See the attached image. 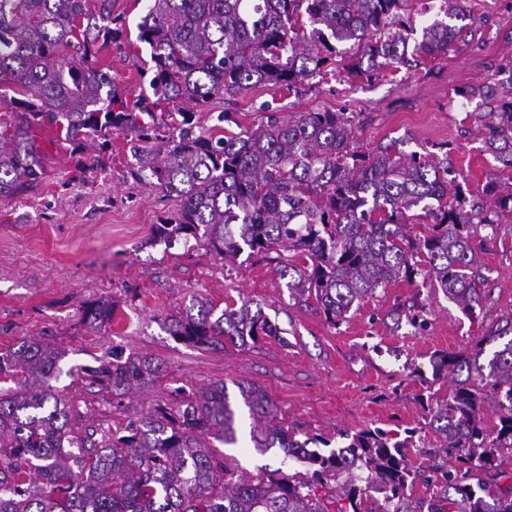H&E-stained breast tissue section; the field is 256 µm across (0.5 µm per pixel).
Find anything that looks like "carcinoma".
I'll use <instances>...</instances> for the list:
<instances>
[{"label":"carcinoma","mask_w":512,"mask_h":512,"mask_svg":"<svg viewBox=\"0 0 512 512\" xmlns=\"http://www.w3.org/2000/svg\"><path fill=\"white\" fill-rule=\"evenodd\" d=\"M138 40L150 48L152 96L130 104L101 48L124 35L112 26V0H0V85L15 84L12 120L0 113V198L18 196L44 175L34 126L55 129L71 153L127 136L131 175L182 199L154 225L146 245L192 237L221 260L244 251H288V292L313 298L327 322L399 280L439 289L467 316L480 305L478 251L494 240L512 194L485 187L490 207L464 209L448 159L430 153L371 154L350 149L353 120L343 112H300L256 128L215 136L196 130L194 109L215 95L255 84L299 85L339 64L371 77L404 62L416 32L411 0H147ZM444 18L422 28L413 52L435 57L457 37L452 20L468 0H439ZM488 152L512 167V99L487 113ZM429 220L413 234L406 213ZM486 234H481V231ZM118 304L86 302L82 317L112 325ZM202 297L163 320L169 335L202 349L285 343L261 307L227 304L220 315ZM65 352L38 339L0 349V512H512V485L493 489L499 458L512 452V317L466 351H438L433 380L451 377L448 396L428 394L437 444L415 467L402 440L380 428L340 433L346 445L325 455L276 423L272 399L239 386L253 419L256 448H278L305 462L297 477L263 470L237 477L206 442H236L235 414L224 383L175 388L145 416L118 421L103 411L90 421L51 380ZM161 364L112 349L77 379L122 397L154 381ZM495 406L487 421L486 404ZM435 488L428 497L416 486Z\"/></svg>","instance_id":"cac0c4a2"}]
</instances>
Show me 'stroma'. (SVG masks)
Instances as JSON below:
<instances>
[{"instance_id":"stroma-1","label":"stroma","mask_w":512,"mask_h":512,"mask_svg":"<svg viewBox=\"0 0 512 512\" xmlns=\"http://www.w3.org/2000/svg\"><path fill=\"white\" fill-rule=\"evenodd\" d=\"M455 48L435 59L400 66L372 78L346 72L316 75L297 89L257 84L235 96L217 95L196 112L202 130L217 135L266 123L269 116L344 112L353 117V149L372 153L397 142L401 151L447 156L464 179L468 200L486 185L512 194V168L485 149L484 115L495 99L470 97L471 88L512 92L504 62L512 57V0H470ZM144 0H112V17L125 37L99 56L127 100L148 87L149 48L138 41ZM44 150V176L24 195L0 199V349L35 337L61 348L57 387L70 384L69 370L96 366L105 352L149 354L165 370L124 400L127 412L147 413L173 388L225 383L236 411L238 442L217 445L236 475L259 469L305 472L284 462L280 449L258 451L238 386L262 388L278 419L308 435L339 442L340 432L380 427L416 431L413 462L436 442L420 402L423 386L414 369L437 350L472 347L497 322L512 316V215L499 218L497 238L478 260L484 276L481 304L465 316L441 292L398 282L353 307L340 326L327 323L314 302L295 299L281 270L288 253L220 260L206 245L178 240L147 246L153 224L177 214L181 200L133 178L124 134L115 132L97 162L76 171L69 151L51 144V128L34 127ZM217 309L249 300L260 304L282 331L264 340L220 350L175 340L162 321L192 297ZM105 298L119 305L111 327L97 330L81 316L85 302ZM423 308L416 330L396 321L402 306Z\"/></svg>"}]
</instances>
